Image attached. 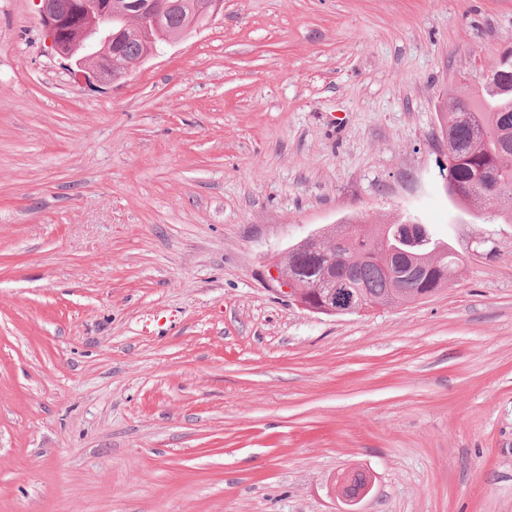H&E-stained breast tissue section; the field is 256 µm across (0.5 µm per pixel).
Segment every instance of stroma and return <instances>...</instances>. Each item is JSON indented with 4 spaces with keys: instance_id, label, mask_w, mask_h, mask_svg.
Returning a JSON list of instances; mask_svg holds the SVG:
<instances>
[{
    "instance_id": "obj_1",
    "label": "stroma",
    "mask_w": 512,
    "mask_h": 512,
    "mask_svg": "<svg viewBox=\"0 0 512 512\" xmlns=\"http://www.w3.org/2000/svg\"><path fill=\"white\" fill-rule=\"evenodd\" d=\"M512 0H224L90 85L0 0V512H512V224L457 209L438 107ZM414 214L434 296L325 316L292 245Z\"/></svg>"
}]
</instances>
